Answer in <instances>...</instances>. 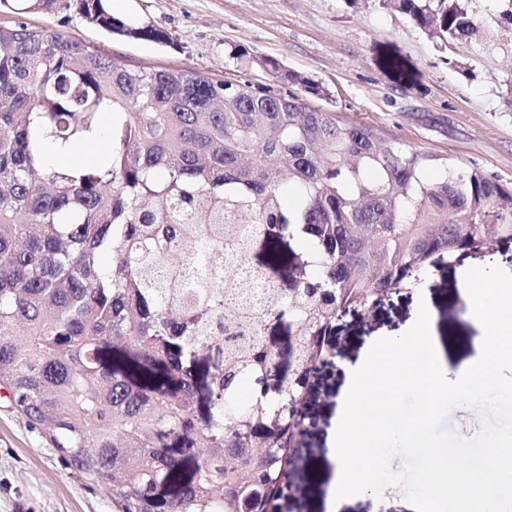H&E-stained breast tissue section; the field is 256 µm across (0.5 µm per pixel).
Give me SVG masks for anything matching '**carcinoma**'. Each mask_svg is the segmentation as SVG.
Segmentation results:
<instances>
[{
  "label": "carcinoma",
  "mask_w": 512,
  "mask_h": 512,
  "mask_svg": "<svg viewBox=\"0 0 512 512\" xmlns=\"http://www.w3.org/2000/svg\"><path fill=\"white\" fill-rule=\"evenodd\" d=\"M432 37L476 29L468 0H383ZM91 24L169 35L81 0ZM133 68L80 40L0 27V386L119 512H244L250 448H291L336 319L437 262L512 239V187L287 88ZM79 150L70 166L50 150ZM299 237L255 312L224 294V245ZM302 325L275 396L272 320ZM223 358L207 392L194 372ZM278 420L280 429L253 424Z\"/></svg>",
  "instance_id": "carcinoma-1"
}]
</instances>
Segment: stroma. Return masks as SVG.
<instances>
[{"label":"stroma","instance_id":"1","mask_svg":"<svg viewBox=\"0 0 512 512\" xmlns=\"http://www.w3.org/2000/svg\"><path fill=\"white\" fill-rule=\"evenodd\" d=\"M115 18L153 26L168 43L112 36L85 21L78 0L52 12L0 6V25L52 28L135 67L202 71L255 84L274 80L268 66L319 83L309 106L362 121L415 149L477 167L512 183V0H473L476 30L450 43L430 37L381 0H106ZM248 51L239 61L235 54ZM402 59L407 75L386 67ZM496 265L512 273V240L493 255L440 262L414 288L389 293L347 312L330 337L331 364L317 375L304 406L305 430L288 470L294 494L287 512H327L332 479L328 452L346 375L379 338L413 321L420 302L435 315V334L448 363L473 355L478 334L460 297L462 273ZM0 512H116L112 491L78 470L0 388Z\"/></svg>","mask_w":512,"mask_h":512}]
</instances>
